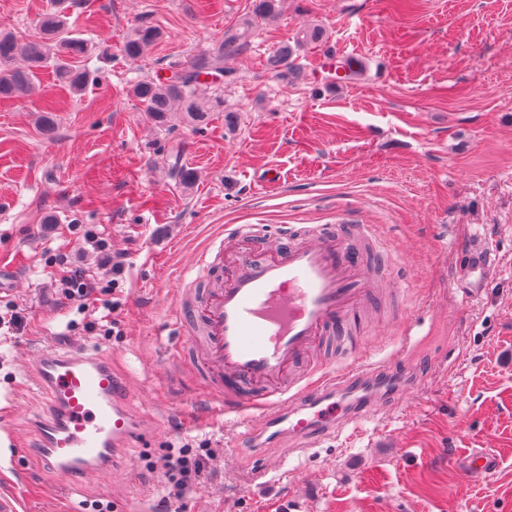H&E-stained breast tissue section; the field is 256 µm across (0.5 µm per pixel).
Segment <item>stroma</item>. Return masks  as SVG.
I'll use <instances>...</instances> for the list:
<instances>
[{
    "mask_svg": "<svg viewBox=\"0 0 512 512\" xmlns=\"http://www.w3.org/2000/svg\"><path fill=\"white\" fill-rule=\"evenodd\" d=\"M54 7L0 0V31L37 39ZM252 10L253 0H76L70 31L104 50L84 93L45 70L35 93L0 99V269L18 273L0 283V305L27 319L23 336L0 342L13 430L29 438L43 409L16 388L35 348L85 341L114 356L144 429L123 472L91 476L77 495L67 476L47 480L31 465L0 480V493H15L26 512H86L98 501L112 512H205L213 496L222 512H512V0H282L226 60L222 111L199 127L155 126L128 79L208 53ZM141 24L163 36L132 61L121 45ZM314 26L323 38L294 55L293 71L272 69L278 47ZM349 56L358 72L332 86V63ZM178 164L196 172L192 188ZM342 221L375 225L401 262L400 281L355 339L381 357L411 329L409 350L361 391L400 404L303 452L276 441V465L261 476L251 452L225 447L223 421L207 420L211 404L189 365L168 361L182 339L172 291L196 278L194 254L226 227L275 234ZM74 224L96 225L125 262L109 336L79 328L82 314L61 303L46 265L61 251L96 270ZM475 235L499 267L470 300L454 268ZM183 444L203 470L174 498L155 465ZM480 448L492 465L469 474Z\"/></svg>",
    "mask_w": 512,
    "mask_h": 512,
    "instance_id": "35a3bbf8",
    "label": "stroma"
}]
</instances>
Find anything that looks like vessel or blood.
<instances>
[{"label": "vessel or blood", "instance_id": "vessel-or-blood-1", "mask_svg": "<svg viewBox=\"0 0 512 512\" xmlns=\"http://www.w3.org/2000/svg\"><path fill=\"white\" fill-rule=\"evenodd\" d=\"M194 261L199 273L216 279L200 291L191 280L180 281L175 323L183 340L172 357L189 358L207 384L214 416H228L235 425L230 447L249 437L263 461L267 445L282 435L309 448L366 418L367 404L353 395L385 363L354 348L341 369L322 374L313 357L354 334L373 300V281L397 268L372 225L292 228L271 243L241 224L213 239ZM496 264L479 239L461 267L481 282ZM22 382L39 392L46 414L34 438L20 443V453L35 456L41 474L67 475L72 489L140 434L125 406L128 386L106 355L44 349Z\"/></svg>", "mask_w": 512, "mask_h": 512}]
</instances>
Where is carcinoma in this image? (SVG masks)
<instances>
[{
  "label": "carcinoma",
  "mask_w": 512,
  "mask_h": 512,
  "mask_svg": "<svg viewBox=\"0 0 512 512\" xmlns=\"http://www.w3.org/2000/svg\"><path fill=\"white\" fill-rule=\"evenodd\" d=\"M67 0H57V8L41 17V40L22 42L13 34L0 32V98H13L31 93L38 70L52 67L57 80L76 95L82 94L89 80V72L81 66V59L92 46L84 39L69 36L65 10ZM279 0H255L253 15L266 18L276 13ZM251 23L231 34L209 54L197 57L169 77L156 75L133 81L130 94L136 98L158 126L166 125L176 112L188 120L201 123L208 113L224 106L218 95L220 86L207 77L224 71V58L239 54L247 44ZM162 37L155 25H139L127 35L123 51L127 58L137 60ZM22 57L28 68L11 67L13 60Z\"/></svg>",
  "instance_id": "cac0c4a2"
}]
</instances>
